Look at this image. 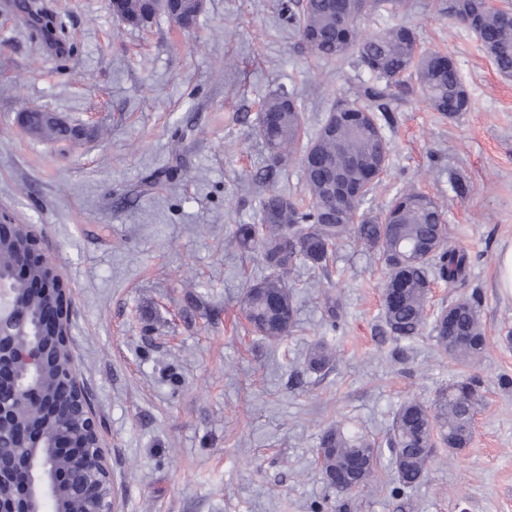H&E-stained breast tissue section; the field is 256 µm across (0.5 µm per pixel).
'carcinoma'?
I'll use <instances>...</instances> for the list:
<instances>
[{
	"instance_id": "cac0c4a2",
	"label": "carcinoma",
	"mask_w": 512,
	"mask_h": 512,
	"mask_svg": "<svg viewBox=\"0 0 512 512\" xmlns=\"http://www.w3.org/2000/svg\"><path fill=\"white\" fill-rule=\"evenodd\" d=\"M404 0H369L363 12L342 31L336 17V0H297L288 4V25L296 29L312 53L327 60L351 55L370 75L361 82L351 101L332 108L343 112L333 124L325 117L317 135L303 141L304 113L297 96L279 91L263 100L257 117V133L267 150L270 170L286 167L299 158L308 204L302 205L288 193L270 189L259 201V223L238 224L234 238L247 252L260 254L264 272L246 282L240 310L256 333L280 341L296 327V310L288 278L303 266L314 275L328 272L333 250L351 239L375 257L383 273L385 295L382 317L387 331L397 342L420 335L427 319L431 285L442 281L450 286L469 274L465 249L448 245V225L434 197L413 190L398 193L392 204L378 214L362 209L366 196L387 168L389 142L385 126L390 124L386 100L391 85H400L407 73H415L419 89L436 112L454 117L470 107L466 91L453 61L440 53L416 50L415 30L392 24L376 32L361 27L362 20L383 9L397 16ZM6 7L42 35L56 38L64 30L60 16L47 10L43 0H10ZM439 10L448 18L470 22L476 39L496 70L512 76V8L492 0H442ZM203 12L197 0H123L121 22L140 27L160 14L193 27ZM22 125L30 132L58 141L76 135V130L41 109L21 112ZM362 189L351 210L336 203L327 186L330 170ZM26 240L0 243V277L11 281L14 300L28 315L26 328L14 337L21 348L37 339L36 321L47 297L34 293L28 281L12 275L17 249ZM455 314L458 335L448 331L444 313ZM433 340L437 352L452 361L473 366L484 356L487 337L475 302L463 298L440 310L434 319ZM332 353L324 341L316 342L306 356L309 371L330 368ZM70 364L63 346L55 363L45 367L39 383L48 391H66L61 368ZM479 401V382L464 377L439 390L428 402L410 398L395 411L386 445L390 462L399 478L397 492L413 490L427 469L434 437L451 449L466 448ZM380 456L379 443L366 435H351L340 424L327 426L320 435L318 461L326 485L338 494L358 491L369 483ZM39 462L66 477L76 474L70 461L40 452Z\"/></svg>"
}]
</instances>
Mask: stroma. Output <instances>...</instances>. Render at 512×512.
I'll use <instances>...</instances> for the list:
<instances>
[{
    "instance_id": "obj_1",
    "label": "stroma",
    "mask_w": 512,
    "mask_h": 512,
    "mask_svg": "<svg viewBox=\"0 0 512 512\" xmlns=\"http://www.w3.org/2000/svg\"><path fill=\"white\" fill-rule=\"evenodd\" d=\"M4 2L0 210L40 237L72 290L75 367L103 425L119 512H512V293L498 286L512 244V78L471 30L439 0H409L405 22L422 50L455 63L470 109L451 118L392 89L387 170L365 204L381 212L404 187L437 198L470 274L434 284L428 314L478 298L488 348L468 367L439 357L427 330L394 357L381 266L351 240L320 283L304 270L290 278L297 327L282 341L261 340L239 310L261 258L233 229L257 223L270 187L253 129L260 102L299 94L312 136L369 78L355 58L314 57L286 0H205L188 31L163 15L125 25L108 0H47L67 24L60 43ZM33 107L83 136L30 138L17 115ZM322 338L336 360L308 372ZM468 374L482 382L472 441L436 444L410 495L385 460L363 490L326 487L317 448L329 423L384 442L402 401Z\"/></svg>"
}]
</instances>
